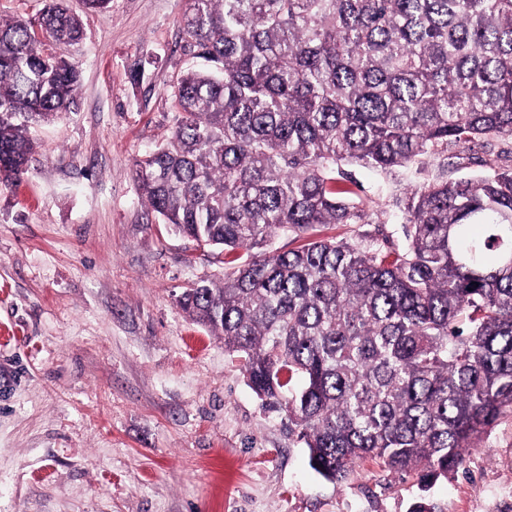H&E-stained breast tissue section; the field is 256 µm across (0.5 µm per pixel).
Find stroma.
Listing matches in <instances>:
<instances>
[{
	"label": "stroma",
	"mask_w": 512,
	"mask_h": 512,
	"mask_svg": "<svg viewBox=\"0 0 512 512\" xmlns=\"http://www.w3.org/2000/svg\"><path fill=\"white\" fill-rule=\"evenodd\" d=\"M66 4L84 25L77 105L0 185V512H512V413L426 490L373 462L340 484L310 468L177 302L224 254L171 233L134 179L176 122L184 0ZM351 172L367 209L389 203L393 177Z\"/></svg>",
	"instance_id": "stroma-1"
}]
</instances>
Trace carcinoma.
<instances>
[{
    "label": "carcinoma",
    "mask_w": 512,
    "mask_h": 512,
    "mask_svg": "<svg viewBox=\"0 0 512 512\" xmlns=\"http://www.w3.org/2000/svg\"><path fill=\"white\" fill-rule=\"evenodd\" d=\"M48 0L0 18V182L28 171L33 124L71 112L80 16ZM171 135L136 160L152 211L224 278L178 298L284 416L310 466L367 461L423 483L457 471L512 411V150L448 177L469 144L512 141V0H184ZM351 163L413 171L369 224L336 188ZM302 244L268 249L279 232ZM380 229L386 235H392L394 240L402 241L401 224L389 222L387 224H330L317 229L316 234L321 237H333L337 240L354 242L357 240V233L361 231H372L377 233Z\"/></svg>",
    "instance_id": "1"
}]
</instances>
